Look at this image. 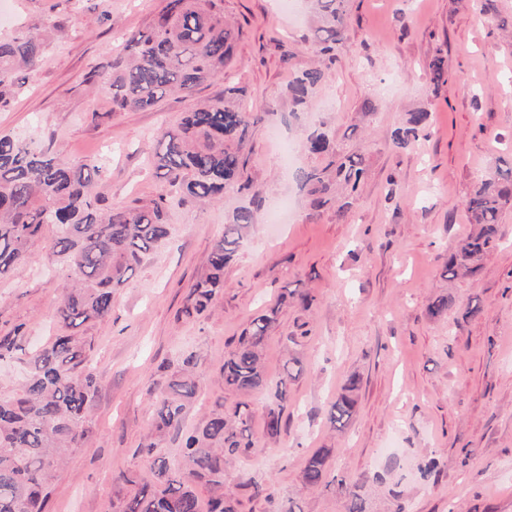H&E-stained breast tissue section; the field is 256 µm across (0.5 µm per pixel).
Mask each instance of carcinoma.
<instances>
[{"label":"carcinoma","mask_w":512,"mask_h":512,"mask_svg":"<svg viewBox=\"0 0 512 512\" xmlns=\"http://www.w3.org/2000/svg\"><path fill=\"white\" fill-rule=\"evenodd\" d=\"M349 0H312L314 41L321 54L333 60L343 46ZM53 32H22L0 40V109L6 108L37 70ZM234 31L224 22V0H166L145 32L131 33L122 43L123 56L112 71L95 75L112 87V104L120 110H150L170 94L195 95L204 82L224 75L231 57ZM432 81L447 82L442 56L428 64ZM324 77L319 67L303 71L288 84V97L302 108ZM428 118L420 110L407 127L395 132L393 145L405 149L419 137ZM264 113L247 105L243 89L228 85L224 97L199 103L185 113L174 129L160 132L152 145L156 174L185 198L209 203L224 196L241 181L246 160L240 145L250 126ZM327 131L308 135L311 155L329 150ZM367 175L360 154L347 157L331 177L329 167L302 168L297 180L306 189L310 205L320 209L331 202L333 179L353 195ZM101 176L100 166L86 160L64 161L49 150L0 133V278L21 268L30 244L43 227L52 228L51 251L69 272L71 286L58 305L55 318L62 331L28 361L24 384L14 393H0V512H46L48 483L67 455L77 447L99 379L87 364L88 342L70 332L85 323H102L112 313V295L126 283L137 266L165 240L170 229L163 220L165 198L151 206L103 209L89 190ZM512 201V167L497 166L474 185L464 206L477 232L448 259L444 274L481 258L493 243L503 207ZM260 203L254 192L249 205L237 209L224 235L212 249L209 272L189 294L185 313L196 319L208 311L224 281V267L242 245L246 229L255 223ZM303 310L314 298L304 291L282 295ZM280 305L264 308L252 319L236 345L224 356V386L235 391L269 390L262 434L276 441L285 432V411L290 382L301 373L296 358L284 361L283 371L268 382L262 352L278 323ZM13 334L0 337V361L19 350ZM194 354L182 361L179 373L159 392L153 403L155 432L181 435V463L171 466L158 456L150 470L125 482L135 491L121 512H200L198 486L212 493L209 512H238L224 497V482L233 460L257 447L252 410L239 402L212 415L201 428L184 427L186 408L196 397L201 380ZM357 376L348 379L344 392L330 405L327 421L343 429L354 412L351 392ZM328 451L319 449L301 472L304 485H329Z\"/></svg>","instance_id":"1"}]
</instances>
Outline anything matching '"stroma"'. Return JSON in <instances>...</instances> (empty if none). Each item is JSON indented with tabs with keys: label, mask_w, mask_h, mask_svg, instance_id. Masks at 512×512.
Listing matches in <instances>:
<instances>
[{
	"label": "stroma",
	"mask_w": 512,
	"mask_h": 512,
	"mask_svg": "<svg viewBox=\"0 0 512 512\" xmlns=\"http://www.w3.org/2000/svg\"><path fill=\"white\" fill-rule=\"evenodd\" d=\"M165 4L0 0V39L47 25L60 31L23 92L0 110V132L64 160L99 161L93 193L105 208L150 205L168 192L154 174L151 138L176 127L192 100L171 95L152 111H119L109 87L90 80L111 68L123 35L145 30ZM349 8L345 46L297 113L288 84L317 62L307 0L290 12L279 0H224L237 32L228 78L205 82L194 100L223 97L229 81L265 110L242 147L252 189L205 206L169 200V238L118 288L108 320L78 327L100 385L82 440L50 484L47 512H120L134 492L124 475L153 462L139 448L154 431L156 394L186 353L196 354L204 378L186 427L242 401L261 431L269 393L227 389L221 367L263 303L287 288L309 292L314 304H282L266 371L276 378L289 353L302 373L278 444L258 442L224 485L241 512L292 504L346 512L344 487L301 481L306 458L321 448L328 474L357 485L368 512L399 503L405 512H512V203L474 271L442 273L472 229L464 210L472 187L488 169L512 164V29L479 24L475 0H350ZM438 55L448 66L441 85L428 69ZM420 109L429 117L419 141L395 148L393 131ZM317 126L331 133L336 156L363 154L368 173L356 196L341 192L313 210L294 179L313 158L301 152L291 167L280 147L302 145ZM255 190L258 222L225 268L223 290L208 315L187 319L213 245ZM65 274L44 238L16 276L0 280V336L22 326L25 353L0 362V391L18 387L26 355L57 333ZM438 296L450 308L435 320L427 306ZM471 304L481 308L474 319L465 315ZM355 374L354 413L333 429L328 409ZM432 458L437 470L422 477ZM255 483L264 497L251 498Z\"/></svg>",
	"instance_id": "obj_1"
}]
</instances>
